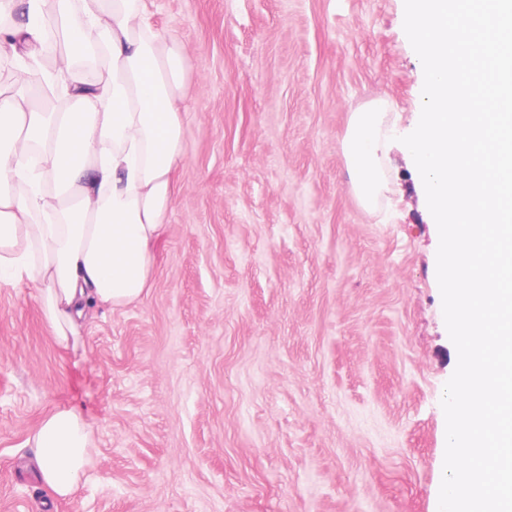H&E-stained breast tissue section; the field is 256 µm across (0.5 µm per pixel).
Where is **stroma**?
<instances>
[{"label": "stroma", "instance_id": "35a3bbf8", "mask_svg": "<svg viewBox=\"0 0 512 512\" xmlns=\"http://www.w3.org/2000/svg\"><path fill=\"white\" fill-rule=\"evenodd\" d=\"M185 56L178 193L139 303L61 350L0 286V512H44L29 438L74 407L87 477L52 512H438L458 354L402 136L422 75L404 0H146ZM385 101L389 189L342 151Z\"/></svg>", "mask_w": 512, "mask_h": 512}]
</instances>
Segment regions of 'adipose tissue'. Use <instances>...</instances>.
Instances as JSON below:
<instances>
[{
    "mask_svg": "<svg viewBox=\"0 0 512 512\" xmlns=\"http://www.w3.org/2000/svg\"><path fill=\"white\" fill-rule=\"evenodd\" d=\"M20 49L60 53L53 83L68 107L37 112L26 84L0 88V285L37 284L41 319L66 349L89 306L124 307L151 286L189 88L180 50L149 22L144 0H0V58ZM385 119L379 102L353 112L343 144L367 207L386 189ZM31 443L50 496H69L85 475L92 424L57 409Z\"/></svg>",
    "mask_w": 512,
    "mask_h": 512,
    "instance_id": "1",
    "label": "adipose tissue"
}]
</instances>
